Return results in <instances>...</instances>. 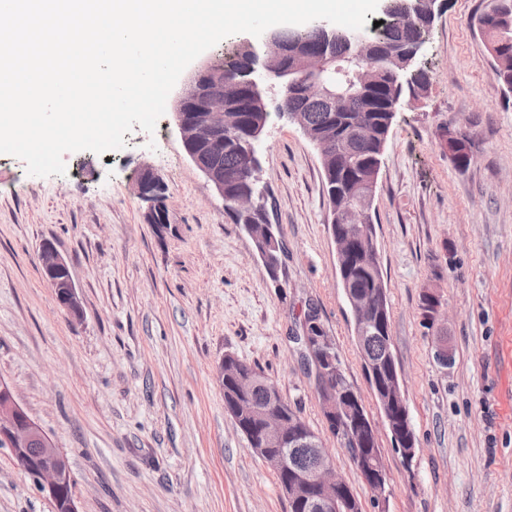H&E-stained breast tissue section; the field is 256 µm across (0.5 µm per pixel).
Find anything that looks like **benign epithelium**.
<instances>
[{
    "label": "benign epithelium",
    "instance_id": "obj_1",
    "mask_svg": "<svg viewBox=\"0 0 512 512\" xmlns=\"http://www.w3.org/2000/svg\"><path fill=\"white\" fill-rule=\"evenodd\" d=\"M358 45L357 59L360 70L348 79L349 91L336 93L333 85L336 74L343 71L339 58L330 50H303L293 53L290 70L300 74L299 79L285 85L284 94L277 103L279 114L297 124L319 151L322 167L329 186V208L331 224H369L372 221L373 201L379 159H374L366 173L351 175L356 167L352 153L336 141V130L316 133L306 119V110L293 101L300 99L308 105L319 100L325 104L330 118L344 111V102L368 92L365 76L373 72L378 58L370 43L361 35H354ZM287 52L273 36L261 39L260 53L252 70L253 77L247 84L224 79V75L203 64L188 87L175 104V119L184 150L196 162L205 153L214 157L224 155V146L230 133H242L234 140L240 145L238 174L215 176L214 172L201 168L203 174L214 185L218 194L229 200L228 212L233 221L244 227L252 238L258 257L272 277L278 276L280 265L272 261V252L285 251L280 227L270 223L267 206L259 204L246 181L258 173L259 146L250 125V107L255 91L273 76L272 61L283 60ZM355 134L377 141V153H382L386 134L373 123H361ZM138 194L149 203L148 223L163 229L169 224L167 187L162 178L150 167L142 168L136 180ZM339 267H344L347 258L356 254L360 247H369L372 234L364 232L357 236L333 234ZM40 262L45 278L54 288L59 305L72 316L81 317L75 285L68 264L55 248L45 243L41 247ZM344 295L352 309L354 335L363 340L376 330L384 309V289L375 288L360 293L349 282H343ZM425 299L430 306L427 323L440 332L443 304L439 296L428 291ZM320 325L312 320L303 324V344L315 367L317 393L323 411L330 424L345 425L346 442L356 449L360 466L372 473L371 490L376 502L385 499L386 474L365 453L363 445L367 435L374 434L373 426L365 427L355 419V407L349 399L340 400L339 376L343 374L336 365L335 348L330 339L316 335ZM365 371L381 392L392 394L398 391V380L385 373L379 364L365 359ZM263 386L265 399L261 404L251 400V391ZM237 387L245 403L234 409L241 415L257 418L256 426L247 432L249 446L264 463L285 475L281 489L288 502L301 512H341L349 502L348 484L336 475L334 466L320 448L318 436L299 428L294 419L288 417L283 408V399L278 389L266 380L249 372L238 376ZM0 445L12 451L16 462L32 485L49 497L62 512H79L74 495L66 493L72 485L68 457L53 440L29 416L17 402L13 390L0 381ZM38 454L30 455V450Z\"/></svg>",
    "mask_w": 512,
    "mask_h": 512
}]
</instances>
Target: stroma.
<instances>
[{
  "label": "stroma",
  "mask_w": 512,
  "mask_h": 512,
  "mask_svg": "<svg viewBox=\"0 0 512 512\" xmlns=\"http://www.w3.org/2000/svg\"><path fill=\"white\" fill-rule=\"evenodd\" d=\"M488 2L447 0L436 17L420 55L428 94L400 104L377 180L374 238L415 434L408 465L353 340L320 155L297 125L275 117L262 135L260 182L288 245L275 280L186 154L173 111L121 149L66 153L62 176L0 154V381L67 454L79 512H289L224 409L228 354L299 410L362 512H512V92L477 28ZM450 128L472 139L467 171L441 146ZM145 165L168 187L164 230L135 189ZM47 242L69 265L81 318L42 273ZM427 289L443 303L446 369L419 308ZM310 310L376 429L382 507L327 432L291 339ZM0 512H55L7 448Z\"/></svg>",
  "instance_id": "stroma-1"
}]
</instances>
